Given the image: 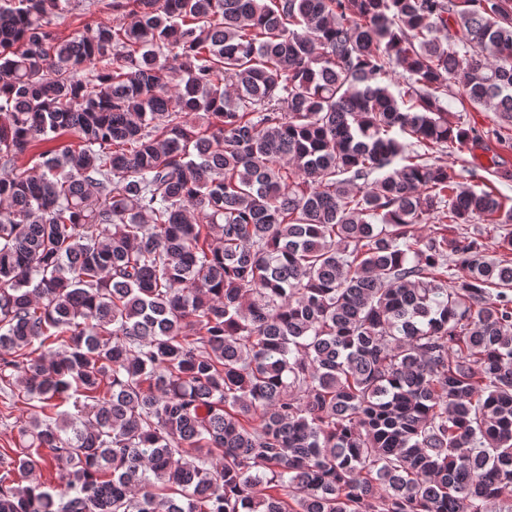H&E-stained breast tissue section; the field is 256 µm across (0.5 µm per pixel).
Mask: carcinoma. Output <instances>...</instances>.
I'll list each match as a JSON object with an SVG mask.
<instances>
[{
    "label": "carcinoma",
    "mask_w": 512,
    "mask_h": 512,
    "mask_svg": "<svg viewBox=\"0 0 512 512\" xmlns=\"http://www.w3.org/2000/svg\"><path fill=\"white\" fill-rule=\"evenodd\" d=\"M69 2L0 0V512H512V0ZM75 4L80 1V6L76 7L72 4V10L64 13L62 18L55 20V25L52 26L58 35L62 38H67L76 32H82L86 29V25L96 28L97 24H111L112 25V11L102 7L91 6L90 12L85 8L88 1L92 0H71ZM86 1V2H85ZM83 3V4H81ZM82 5V6H81ZM85 9V10H84ZM448 108L466 127L481 134L479 140L470 142L460 154L466 162L456 163L454 166L459 181L476 190L484 188L483 183H489L495 186L500 194L512 198V180L501 179L494 173L497 170L512 172V136L511 139H500L489 132L497 124L496 112H478L472 109L465 111L453 98H448ZM30 408L31 406L18 402L12 418L7 421L0 420V453L6 452L13 456L11 449L15 448V443L19 441L20 421L25 420L33 412Z\"/></svg>",
    "instance_id": "1"
}]
</instances>
